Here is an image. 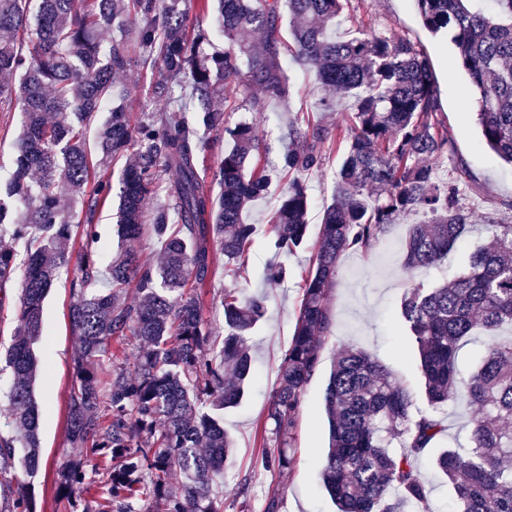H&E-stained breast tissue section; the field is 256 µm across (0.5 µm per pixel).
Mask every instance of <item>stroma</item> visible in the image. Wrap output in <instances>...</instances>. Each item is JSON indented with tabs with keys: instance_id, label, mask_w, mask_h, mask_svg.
<instances>
[{
	"instance_id": "stroma-1",
	"label": "stroma",
	"mask_w": 512,
	"mask_h": 512,
	"mask_svg": "<svg viewBox=\"0 0 512 512\" xmlns=\"http://www.w3.org/2000/svg\"><path fill=\"white\" fill-rule=\"evenodd\" d=\"M339 32L358 30L392 33L411 40L423 49L434 67L438 117L448 130V155L434 166L438 179L456 181L462 203L475 214L499 211L512 224V167L482 145L475 124L473 93L456 51L449 40L434 38L421 24L412 0H350L338 27ZM290 94L277 99L261 90L244 95L235 84L224 87L230 121L243 119L254 124L270 142H277L289 124L320 117L322 124L345 123L353 101L337 100L332 112H318L321 96L313 70L297 64L289 66ZM256 97L261 109L248 111L249 97ZM346 141L333 145V153L321 170L308 176L313 206L310 226H318L324 206L329 203ZM279 188L258 200L245 214L257 227L261 240L249 259V267L238 280L216 273L201 291L203 314L215 326H223L219 299L224 289L238 285L249 289L264 287L268 314L252 333L257 379L246 399L225 411L224 427L236 441V451L224 473V512H239L241 499H248L250 512H263L267 496L278 492L280 512H335L336 506L319 480L321 462L328 444V424L323 396L334 361L343 346L361 348L389 366L398 379L416 390L415 404L427 409L421 397V374L416 344L399 318V302L408 279L439 282L449 278L467 255L487 236L480 224L449 252L435 269H418L406 275L402 269L403 244L410 225L422 222L423 214L409 213L398 218L380 243L367 253H347L339 261L336 286L331 293L333 324L320 353L319 364L301 398L292 430L287 474L275 476L258 462L262 452L265 411L276 385L278 366L294 331L302 287L308 270V255L288 257V279L282 284L262 285L259 276L272 254L262 240L269 234V219L279 204ZM72 273H62L54 282L43 306L42 335L36 344L42 369L36 381V397L42 410L40 439L43 466L34 480L36 512H66L56 498L55 469L73 453L67 441L68 391L79 353L78 341L69 319Z\"/></svg>"
}]
</instances>
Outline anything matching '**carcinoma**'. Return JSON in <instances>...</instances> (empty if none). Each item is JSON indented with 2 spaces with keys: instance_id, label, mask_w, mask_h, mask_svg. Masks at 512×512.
Returning a JSON list of instances; mask_svg holds the SVG:
<instances>
[{
  "instance_id": "obj_1",
  "label": "carcinoma",
  "mask_w": 512,
  "mask_h": 512,
  "mask_svg": "<svg viewBox=\"0 0 512 512\" xmlns=\"http://www.w3.org/2000/svg\"><path fill=\"white\" fill-rule=\"evenodd\" d=\"M0 0V105L19 102L23 131L13 170L0 188V307L6 284L22 281L17 331L3 352L12 373L9 417L0 424V512H36L33 481L42 466L41 409L35 396L43 303L69 270L65 243L84 241L71 281L70 322L80 352L68 394L67 435L82 455L56 466L58 493L71 512H224V466L235 442L224 411L237 407L255 378L249 345L264 319L266 297L224 289V331L204 319L198 290L216 263L244 262L255 225L243 221L271 175L252 166L272 150L254 125H230L224 84L277 98L289 87L287 53L315 70L332 112L336 95L355 100L345 128L291 124L278 141L274 172L286 181L273 218L262 279L280 283V258L306 241L311 199L306 177L323 165V146L345 134L349 147L323 209L318 240L288 349L269 397L277 449L262 466L283 474L287 438L330 330L329 294L346 252L366 253L402 213L424 211L411 226L404 267H432L467 235L474 214L458 188L434 177L429 162L448 152L437 120L438 89L428 57L408 39L384 33L336 35L346 0ZM423 27L446 34L473 89L481 142L512 166V0H414ZM216 22L227 48L190 12ZM293 46L281 38L283 11ZM107 35L101 44L98 35ZM150 74L163 104L134 121L119 80L131 66ZM101 116L94 145L85 138ZM224 139L213 171L217 195L204 186L200 155ZM130 155L119 178L115 218L121 246L97 288L95 216L112 198L100 174ZM92 190H87L88 184ZM161 241L157 263L141 264L136 245L148 206ZM489 236L447 280L410 283L399 305L414 338L422 394L432 411L378 358L354 347L337 356L324 391L328 448L323 486L338 512H432L431 489L418 471L422 453L447 431L448 403L475 409L471 451L442 449L432 465L448 481L455 512H512V224L491 213ZM135 285L134 292L129 286ZM490 335L476 366L463 372V345ZM133 337L135 360L103 364L110 343Z\"/></svg>"
}]
</instances>
